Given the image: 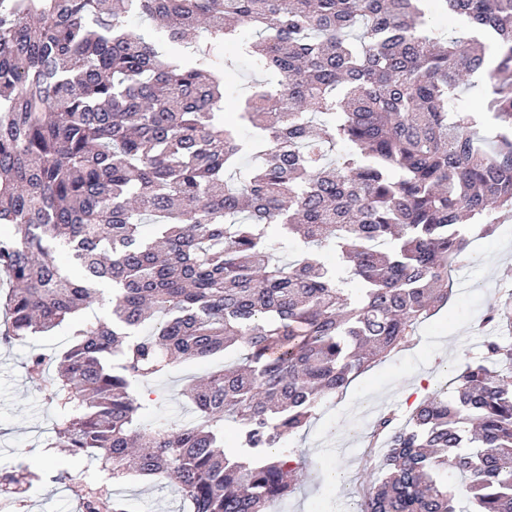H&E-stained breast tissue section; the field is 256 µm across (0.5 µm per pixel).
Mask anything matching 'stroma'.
<instances>
[{
    "mask_svg": "<svg viewBox=\"0 0 512 512\" xmlns=\"http://www.w3.org/2000/svg\"><path fill=\"white\" fill-rule=\"evenodd\" d=\"M470 265L450 273L452 293L430 319L418 325L412 340L395 356L355 378L342 396L329 400L311 426L297 436L308 463L290 496L279 500L280 512H355L361 477L375 474L372 462L361 458L368 435L354 436L353 421L362 407L378 412L408 414L416 397L427 398L446 387L466 358L476 356L486 338L478 321L498 295L503 277L512 278V219L501 222L489 236L474 239ZM60 348L56 336H33L0 344V456L15 464L33 466L45 454L44 444L54 414L30 383L27 362L37 350L51 354ZM208 363L174 365L167 375L143 384L147 408L143 423L192 421L193 414L178 397L194 375L211 371ZM93 462L60 449L53 466L41 469V482L24 501L21 512H78L74 484L93 478ZM128 512H183L176 486L167 479L131 476L116 483Z\"/></svg>",
    "mask_w": 512,
    "mask_h": 512,
    "instance_id": "stroma-1",
    "label": "stroma"
}]
</instances>
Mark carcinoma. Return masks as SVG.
Returning <instances> with one entry per match:
<instances>
[{"instance_id": "cac0c4a2", "label": "carcinoma", "mask_w": 512, "mask_h": 512, "mask_svg": "<svg viewBox=\"0 0 512 512\" xmlns=\"http://www.w3.org/2000/svg\"><path fill=\"white\" fill-rule=\"evenodd\" d=\"M442 5L472 35L422 0H0V340L70 336L55 375L28 360L55 415L45 447L114 482L168 476L186 512H268L293 490L305 455L287 439L448 301L471 226L512 213V0ZM248 28L277 82L226 122L220 49ZM273 224L336 265L279 260ZM483 325L499 334L451 394L376 420L360 512H512V294ZM235 351L182 391L192 424L141 425V384ZM31 482L0 473V496ZM75 494L79 512H128L95 480Z\"/></svg>"}]
</instances>
